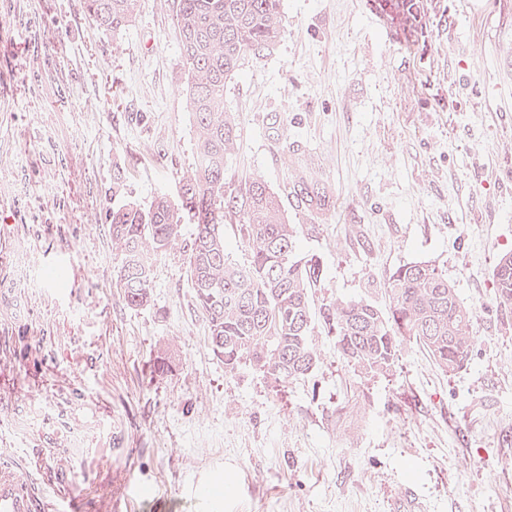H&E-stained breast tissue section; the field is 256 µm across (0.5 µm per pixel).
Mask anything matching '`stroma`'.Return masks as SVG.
Instances as JSON below:
<instances>
[{
  "instance_id": "stroma-1",
  "label": "stroma",
  "mask_w": 512,
  "mask_h": 512,
  "mask_svg": "<svg viewBox=\"0 0 512 512\" xmlns=\"http://www.w3.org/2000/svg\"><path fill=\"white\" fill-rule=\"evenodd\" d=\"M422 4L410 30L399 0H282V36L227 84V183L312 175L328 200L285 210L320 263L319 363L278 383L214 355L193 225L150 253L148 306L116 286L114 170L146 207L196 161L177 0H138L116 35L84 0H0V464L40 512H392L408 489L426 512H512V317L492 278L512 252V0ZM415 260L472 309L467 363L443 372L411 342L387 371L348 364L320 308L386 307V275Z\"/></svg>"
}]
</instances>
